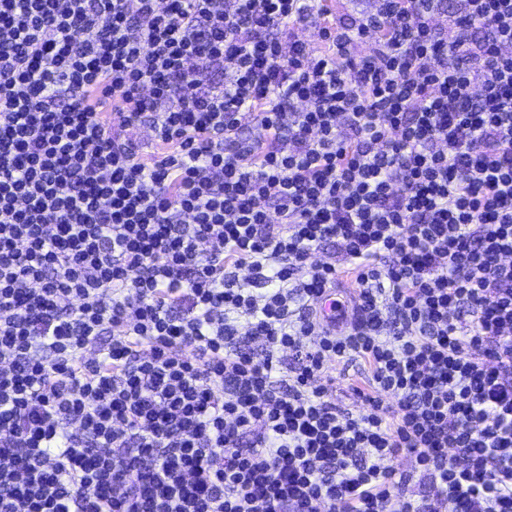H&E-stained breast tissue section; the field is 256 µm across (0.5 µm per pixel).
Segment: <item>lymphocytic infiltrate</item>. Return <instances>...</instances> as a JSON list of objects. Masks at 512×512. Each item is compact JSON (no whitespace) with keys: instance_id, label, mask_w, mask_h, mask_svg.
I'll return each instance as SVG.
<instances>
[{"instance_id":"obj_1","label":"lymphocytic infiltrate","mask_w":512,"mask_h":512,"mask_svg":"<svg viewBox=\"0 0 512 512\" xmlns=\"http://www.w3.org/2000/svg\"><path fill=\"white\" fill-rule=\"evenodd\" d=\"M373 2L0 0V512H512V0ZM315 312L326 329L336 331L348 325L352 318V309L347 300H340L335 292H330L315 305ZM329 374L335 378L332 394L336 403L359 410L361 405L356 401L353 388L366 387L370 376L368 366L360 361L335 363L330 367Z\"/></svg>"}]
</instances>
